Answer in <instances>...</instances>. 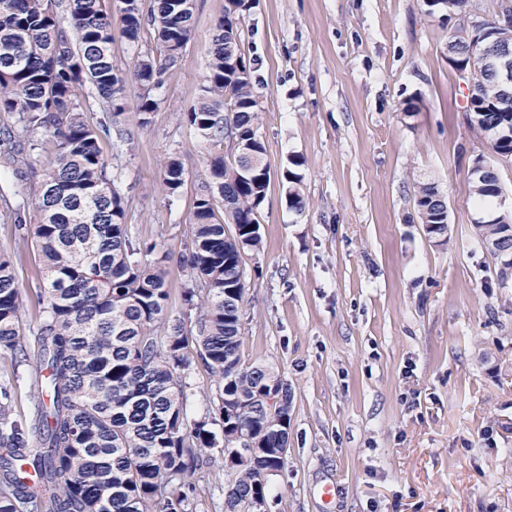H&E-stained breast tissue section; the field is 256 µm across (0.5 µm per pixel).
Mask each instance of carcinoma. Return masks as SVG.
I'll list each match as a JSON object with an SVG mask.
<instances>
[{"label":"carcinoma","instance_id":"obj_1","mask_svg":"<svg viewBox=\"0 0 512 512\" xmlns=\"http://www.w3.org/2000/svg\"><path fill=\"white\" fill-rule=\"evenodd\" d=\"M425 12L445 22L478 10L477 0H424ZM245 0H227L216 24L199 100L183 113L206 144L209 180L196 197L189 252L193 279L183 290L184 316L167 313L169 289L157 244L141 241L126 223L123 198L103 155V138L126 140L112 117L127 107L126 77L112 62L119 33L139 43L153 30L156 52L138 57L132 76L156 90L176 71L192 35L194 0H158L144 17L140 0H118L113 14L102 0H0V162L22 185L10 209L18 239L33 241L43 263L47 303L36 329L22 326V300L13 259L0 253V356L13 371L34 354L47 375L31 383L34 411L14 415L13 385L0 384V512H200L195 477L203 456L224 447V436L248 431L263 441L240 467L226 501L238 512L264 494L285 465L288 423L272 426L256 396L280 393L277 415L289 418L292 393L262 362L246 365L242 252L262 247L257 210L269 167L247 173L248 155L265 159L252 69L240 30ZM469 40L449 32L448 63L469 74L466 112L471 128L512 152V92L494 67H470ZM88 85L108 115L93 126L76 90ZM158 111L150 93L135 101L141 126ZM233 137L247 154L224 159ZM54 164L36 167L47 147ZM284 173L288 207L305 201L294 168ZM163 186L177 194L185 182L179 157L162 163ZM497 174L471 181L474 201L489 208L476 235L498 243L512 268V216L497 210ZM444 195L420 182L415 205L422 224L448 228ZM195 316V353L187 352L184 317ZM202 363L213 376L205 414H188L189 375Z\"/></svg>","mask_w":512,"mask_h":512}]
</instances>
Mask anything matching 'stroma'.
Returning <instances> with one entry per match:
<instances>
[{"label": "stroma", "instance_id": "1", "mask_svg": "<svg viewBox=\"0 0 512 512\" xmlns=\"http://www.w3.org/2000/svg\"><path fill=\"white\" fill-rule=\"evenodd\" d=\"M226 0H195L178 71L154 93L148 126L101 142L127 221L165 252L169 313L206 151L181 115L201 94ZM448 26L423 0H251L243 51L255 67L270 179L262 248L245 250L243 363L265 362L292 391L285 465L270 512H512V279L477 241L469 169L488 155L465 119L467 90L448 65ZM414 111H404L407 101ZM185 183L168 195L161 163ZM307 201L290 210L292 158ZM435 183L448 242L426 238L418 182ZM0 169V251L15 257L25 326L46 302L33 243H19ZM222 449L196 478L202 512H225ZM336 496L325 501V485ZM163 186L169 195L177 194L185 182V169L178 156H168L162 163Z\"/></svg>", "mask_w": 512, "mask_h": 512}]
</instances>
